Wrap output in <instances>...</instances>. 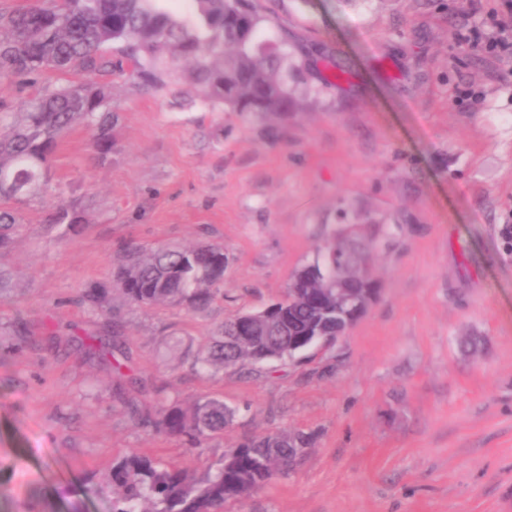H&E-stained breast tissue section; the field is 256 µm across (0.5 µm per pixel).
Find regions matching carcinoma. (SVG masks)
I'll return each mask as SVG.
<instances>
[{
    "mask_svg": "<svg viewBox=\"0 0 512 512\" xmlns=\"http://www.w3.org/2000/svg\"><path fill=\"white\" fill-rule=\"evenodd\" d=\"M162 0H37L5 11L0 8V80H16L33 93L17 102L0 99V255L23 228L20 206L49 190L51 160L63 139L77 128L92 134V148L104 163L115 145L119 114L105 77L128 72L140 91L175 88L211 108L284 115L309 92L295 58V45L283 34L276 45L257 42L267 17L253 0H192L194 13L180 19ZM55 71L62 83L40 85ZM44 223L61 239L84 223V208L61 202ZM337 252L334 265L329 255ZM369 247L334 235L312 263L295 271L286 297L266 307L259 322L246 327L247 314L226 318L194 351L172 337L164 355H181L191 368L216 373L294 356L311 336L336 339V292L348 275L363 273ZM119 291L126 305L147 308L173 305L192 313L206 311L224 297V246L212 241L192 246L161 244L125 248L112 278L80 289L71 303L98 321L82 346L91 359L113 358L119 377L128 357L120 341L124 322L113 303ZM155 414H143L139 402L117 386L115 398L131 420L150 421L192 447L224 436L239 408L214 395L186 404L171 398L163 385L154 388ZM312 437L281 430L250 436L226 449L212 469L197 477L188 467L132 453L112 462L95 490L109 498L111 512H224L285 476L295 464L296 448H309Z\"/></svg>",
    "mask_w": 512,
    "mask_h": 512,
    "instance_id": "1",
    "label": "carcinoma"
}]
</instances>
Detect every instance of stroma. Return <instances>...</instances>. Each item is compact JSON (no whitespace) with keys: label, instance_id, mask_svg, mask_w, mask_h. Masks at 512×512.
<instances>
[{"label":"stroma","instance_id":"obj_1","mask_svg":"<svg viewBox=\"0 0 512 512\" xmlns=\"http://www.w3.org/2000/svg\"><path fill=\"white\" fill-rule=\"evenodd\" d=\"M259 38L293 36L312 89L285 116L210 110L112 78V158L90 135L59 146L45 196L5 257L0 302V512H108L91 491L133 452L204 474L225 448L282 429L313 438L287 476L226 512H512V54L457 45L495 0H254ZM349 66L342 80L333 62ZM80 233L42 224L59 200ZM374 239L382 288L335 344L301 361L200 376L171 368L172 336L203 340L281 299L334 231ZM223 243L224 296L124 317L126 372L248 410L207 447L134 424L109 362L77 346L93 318L70 299L111 277L130 244ZM31 333L17 335L18 322ZM478 340L461 353L458 341Z\"/></svg>","mask_w":512,"mask_h":512}]
</instances>
